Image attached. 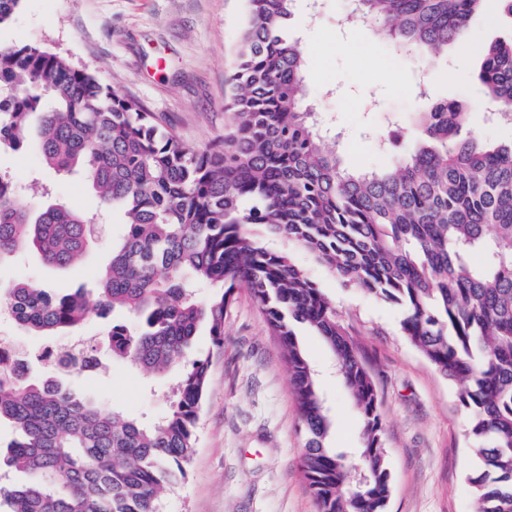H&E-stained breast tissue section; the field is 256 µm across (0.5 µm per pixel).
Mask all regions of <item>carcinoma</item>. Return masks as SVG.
Instances as JSON below:
<instances>
[{
    "instance_id": "1",
    "label": "carcinoma",
    "mask_w": 512,
    "mask_h": 512,
    "mask_svg": "<svg viewBox=\"0 0 512 512\" xmlns=\"http://www.w3.org/2000/svg\"><path fill=\"white\" fill-rule=\"evenodd\" d=\"M293 0H247L224 110V139L201 150L132 97L40 46L0 49V146L19 149L40 115L39 150L59 173L83 171L125 231L98 277L97 310L120 311L112 353L161 373L200 327L216 343L246 290L283 350L305 434L300 470L317 512H386L391 472L371 374L336 308L291 256L266 248L258 227L313 253L345 282L403 309L407 341L459 385L475 512H512V142L471 131L457 102L411 114L413 149L397 126L376 170L349 169L305 101L307 61L283 33ZM486 0H357L359 15L397 52L431 59L458 41ZM478 79L512 119V40L481 51ZM91 219L59 203L34 211L0 175V265L22 248L70 267L96 240ZM214 292L204 303L196 288ZM0 307L18 327L57 336L90 319L85 292L52 294L16 281ZM322 337L363 421L352 454L329 445L334 427L298 338ZM209 381V359L186 368L177 398L145 423L67 383L35 378L0 347V423L15 438L0 464L26 475L0 484V512H161L186 478Z\"/></svg>"
}]
</instances>
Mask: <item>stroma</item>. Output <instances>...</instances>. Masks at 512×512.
<instances>
[{
	"instance_id": "1",
	"label": "stroma",
	"mask_w": 512,
	"mask_h": 512,
	"mask_svg": "<svg viewBox=\"0 0 512 512\" xmlns=\"http://www.w3.org/2000/svg\"><path fill=\"white\" fill-rule=\"evenodd\" d=\"M309 4L294 0L288 24L290 38L309 61L308 101L339 132L342 156L362 167L386 163L376 138L390 122H406L410 113L439 101L481 109L484 87L475 77L481 49L512 38V21L501 15L497 0H488L434 61L438 77L427 96L417 97L410 90L418 62L395 58L379 36L360 43L356 31L341 24L344 0H321L314 18ZM244 13L245 0H21L0 25V46L32 44L63 55L138 100L196 150L224 136L227 78ZM0 174L25 193L31 207L41 205L46 188L69 208L103 217L94 246L79 264L49 267L25 252L0 266V282L22 280L59 294L94 287L112 258L113 240L123 233L122 210L103 212L82 174L63 177L48 167L33 135L20 149L0 150ZM293 256L335 305L378 390L392 476L386 512H473L467 470L476 459L468 453L467 415L456 385L406 341L398 307L344 283L310 252ZM106 324L96 316L75 332L41 336L19 329L0 310V345L40 356L38 372L55 377V353L78 340H97ZM300 340L335 422L331 446L359 447L362 422L329 348L306 331ZM190 356L209 359V385L187 477L164 493L163 512H316L300 470L304 435L282 349L247 291L237 293L224 319L223 345H215L203 328ZM98 360V369L70 374L79 391L103 407L146 420L168 410L177 371L144 373L105 346Z\"/></svg>"
}]
</instances>
